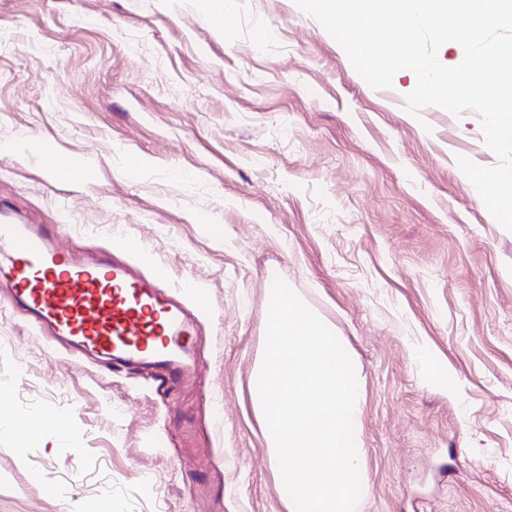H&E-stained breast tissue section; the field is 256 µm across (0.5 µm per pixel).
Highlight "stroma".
<instances>
[{
	"label": "stroma",
	"instance_id": "obj_1",
	"mask_svg": "<svg viewBox=\"0 0 512 512\" xmlns=\"http://www.w3.org/2000/svg\"><path fill=\"white\" fill-rule=\"evenodd\" d=\"M224 8L0 0V207L78 255L136 236L205 305L171 389L0 285V512H286L250 394L276 277L362 366L358 512H512V231L457 164L497 162L479 117H413L408 75L370 87L294 0Z\"/></svg>",
	"mask_w": 512,
	"mask_h": 512
}]
</instances>
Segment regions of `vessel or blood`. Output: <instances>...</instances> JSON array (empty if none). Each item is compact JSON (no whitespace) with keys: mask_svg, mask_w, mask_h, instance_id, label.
Masks as SVG:
<instances>
[{"mask_svg":"<svg viewBox=\"0 0 512 512\" xmlns=\"http://www.w3.org/2000/svg\"><path fill=\"white\" fill-rule=\"evenodd\" d=\"M39 326L79 353L159 369L173 385L191 372V316L170 295L164 265L152 274L101 254L74 260L51 227L0 216V282Z\"/></svg>","mask_w":512,"mask_h":512,"instance_id":"vessel-or-blood-1","label":"vessel or blood"}]
</instances>
